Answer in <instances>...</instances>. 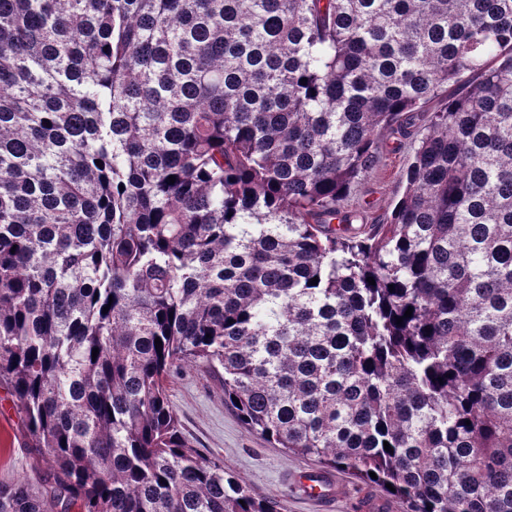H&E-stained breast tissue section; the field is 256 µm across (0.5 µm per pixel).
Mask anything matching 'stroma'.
Listing matches in <instances>:
<instances>
[{"label": "stroma", "mask_w": 512, "mask_h": 512, "mask_svg": "<svg viewBox=\"0 0 512 512\" xmlns=\"http://www.w3.org/2000/svg\"><path fill=\"white\" fill-rule=\"evenodd\" d=\"M413 143L395 146L385 141L379 165L364 177L346 201V208L366 218H389L404 190L403 174L413 154ZM168 395L184 436L210 458L223 461L225 469L259 496L276 499L280 512H356L360 499L379 492L343 471L332 477L339 497L317 502L297 487L302 472L316 469L309 457L271 447L249 431L224 402L220 376L207 366L192 365L173 375ZM25 479L34 491L51 483L52 473L33 448L22 415L7 385L0 384V483Z\"/></svg>", "instance_id": "1"}]
</instances>
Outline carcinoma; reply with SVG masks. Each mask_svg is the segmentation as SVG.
Returning <instances> with one entry per match:
<instances>
[{
	"instance_id": "obj_1",
	"label": "carcinoma",
	"mask_w": 512,
	"mask_h": 512,
	"mask_svg": "<svg viewBox=\"0 0 512 512\" xmlns=\"http://www.w3.org/2000/svg\"><path fill=\"white\" fill-rule=\"evenodd\" d=\"M387 134L390 218L333 226ZM197 363L408 512H512V0H0V383L55 480L0 512H279L183 435Z\"/></svg>"
}]
</instances>
